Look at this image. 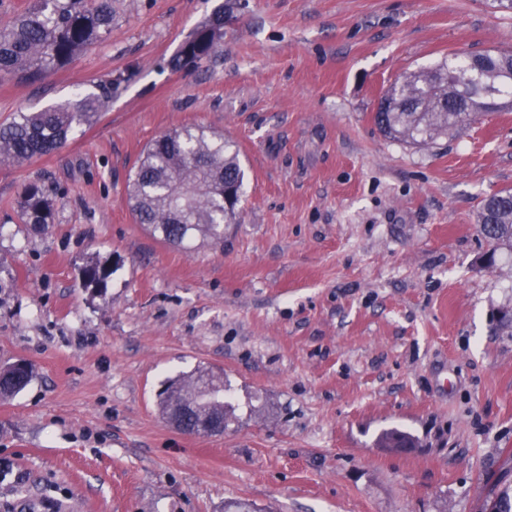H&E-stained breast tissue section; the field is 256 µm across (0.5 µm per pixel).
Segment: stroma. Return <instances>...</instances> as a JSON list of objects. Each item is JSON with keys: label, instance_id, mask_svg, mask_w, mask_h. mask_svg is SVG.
Wrapping results in <instances>:
<instances>
[{"label": "stroma", "instance_id": "1", "mask_svg": "<svg viewBox=\"0 0 512 512\" xmlns=\"http://www.w3.org/2000/svg\"><path fill=\"white\" fill-rule=\"evenodd\" d=\"M211 62L171 69L216 12ZM112 33L30 81L0 122L112 84L61 149L0 164V512H486L512 489V252L478 224L512 189V108L416 147L373 116L451 51L512 50L496 0H112ZM201 125L246 199L220 246L135 224L144 148ZM39 183L52 222L21 223ZM495 251L485 266L483 255ZM115 266L104 284L82 268ZM206 367L236 418L187 435L157 394ZM398 429L413 448L380 445ZM33 377L32 368L25 362L0 367V398L7 399L21 392Z\"/></svg>", "mask_w": 512, "mask_h": 512}]
</instances>
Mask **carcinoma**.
Instances as JSON below:
<instances>
[{"label":"carcinoma","mask_w":512,"mask_h":512,"mask_svg":"<svg viewBox=\"0 0 512 512\" xmlns=\"http://www.w3.org/2000/svg\"><path fill=\"white\" fill-rule=\"evenodd\" d=\"M223 28L222 15L200 24L184 42L174 67L210 62ZM111 31V0H33L24 13L0 26V77L42 78ZM489 83L496 84L497 98L512 102L511 51L452 54L395 83L385 94L387 106L375 113V123L393 139L427 146L441 136L456 135L487 110L482 88ZM111 93L108 83L98 94L79 92L52 108L17 113L0 124V162H23L52 153L76 127L98 116ZM231 147L224 136L200 126L176 129L149 143L128 179L135 222L162 242L185 250L197 243H224V225L236 220L235 205L225 204L224 190L240 196L245 177ZM19 208L24 223H49L52 205L37 183L24 185ZM478 223L489 240L511 249L512 191L486 198ZM112 273L108 266L90 261L83 268V279L97 285ZM32 377L25 362L0 367V398L17 395ZM204 381L215 396L209 404L190 410L185 428L200 434L211 416L228 422L224 379L204 370L164 388L159 400L162 415L192 405Z\"/></svg>","instance_id":"obj_1"}]
</instances>
